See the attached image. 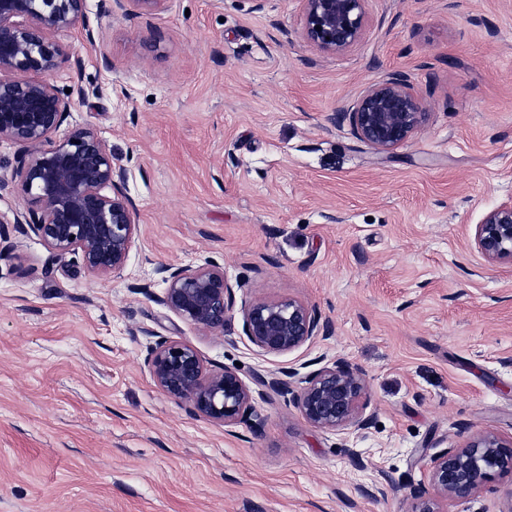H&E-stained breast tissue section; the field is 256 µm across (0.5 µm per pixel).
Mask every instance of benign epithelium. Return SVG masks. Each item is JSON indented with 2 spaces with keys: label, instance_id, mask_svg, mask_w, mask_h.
<instances>
[{
  "label": "benign epithelium",
  "instance_id": "1",
  "mask_svg": "<svg viewBox=\"0 0 512 512\" xmlns=\"http://www.w3.org/2000/svg\"><path fill=\"white\" fill-rule=\"evenodd\" d=\"M167 2L101 0V8L108 15L114 4L156 14ZM301 2L302 35L319 51L342 54L362 39L367 0ZM76 29L83 41L96 43L88 0H0V142L16 145L19 154L11 173L0 172V189L16 184L27 204L25 210L0 213V224L27 226L48 250L74 255L90 277L107 280L125 268L137 224L123 192L125 169L112 163L107 140L90 126L62 129L75 101L87 100L83 62L59 39ZM63 61L75 69L69 93L48 79ZM346 115L355 136L381 152L407 142L428 118L413 86L398 77L369 86ZM473 243L489 263L512 258V200L484 215L475 225ZM155 273L165 284L162 296L153 297L148 284L133 290L155 298L197 330L224 331L234 312V289L223 268L209 261L160 265ZM240 313L244 335L265 354L293 352L321 330L316 311L293 298L252 300L242 304ZM146 363L167 396L226 426L251 421L256 404L272 393L326 431L364 430L372 424L363 375L343 362L304 379L294 369L278 375L258 372L249 385L232 370L207 372L193 346L161 339L150 347ZM495 469L512 471V443L491 433H476L430 455L424 482L413 489L412 512H447L444 503L472 498Z\"/></svg>",
  "mask_w": 512,
  "mask_h": 512
}]
</instances>
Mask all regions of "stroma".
I'll return each instance as SVG.
<instances>
[{
    "label": "stroma",
    "instance_id": "obj_1",
    "mask_svg": "<svg viewBox=\"0 0 512 512\" xmlns=\"http://www.w3.org/2000/svg\"><path fill=\"white\" fill-rule=\"evenodd\" d=\"M98 3L99 44L64 39L101 90L70 120L126 169L138 233L100 281L0 226V512H411L422 457L512 441V260L470 241L512 198V0H368L338 55L303 39L300 0ZM395 75L429 117L380 153L340 112ZM208 261L236 303L294 298L328 333L264 354L241 315L210 334L157 303L158 265ZM157 335L247 382L346 362L373 423L335 434L280 398L258 432L197 417L150 377ZM448 512H512V473ZM101 8L103 12L112 15V5L119 8L129 7L128 10L138 13L156 14L166 8L168 0H101Z\"/></svg>",
    "mask_w": 512,
    "mask_h": 512
}]
</instances>
